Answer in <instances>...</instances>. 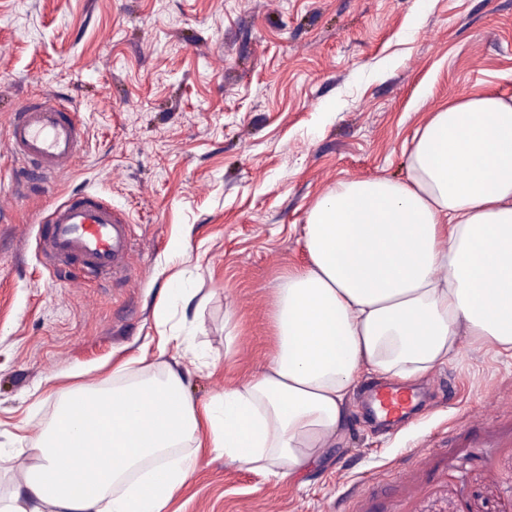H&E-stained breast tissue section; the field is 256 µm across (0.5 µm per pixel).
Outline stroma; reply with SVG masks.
<instances>
[{
    "label": "stroma",
    "mask_w": 512,
    "mask_h": 512,
    "mask_svg": "<svg viewBox=\"0 0 512 512\" xmlns=\"http://www.w3.org/2000/svg\"><path fill=\"white\" fill-rule=\"evenodd\" d=\"M468 90L512 98V0H0V494L56 412L51 376L111 385L157 346L175 273L199 296L169 314L188 395L259 369L312 205L341 179H407L416 130ZM33 94L86 129L65 170L23 169L5 140ZM78 192L129 224V277L75 287L47 265L34 221ZM411 386L415 418L384 428L352 393L310 473L218 457L175 512H512V361L464 337Z\"/></svg>",
    "instance_id": "35a3bbf8"
}]
</instances>
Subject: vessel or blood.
<instances>
[{
  "mask_svg": "<svg viewBox=\"0 0 512 512\" xmlns=\"http://www.w3.org/2000/svg\"><path fill=\"white\" fill-rule=\"evenodd\" d=\"M14 156L31 168L51 172L71 166L85 131L73 107L55 99L23 100L6 130ZM42 243L56 269L77 268L82 278L125 276L132 268L130 227L111 206L87 196L53 205L39 227ZM413 392L387 386L370 390L369 402L381 422L393 425L414 407Z\"/></svg>",
  "mask_w": 512,
  "mask_h": 512,
  "instance_id": "vessel-or-blood-1",
  "label": "vessel or blood"
}]
</instances>
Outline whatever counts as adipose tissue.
<instances>
[{"mask_svg": "<svg viewBox=\"0 0 512 512\" xmlns=\"http://www.w3.org/2000/svg\"><path fill=\"white\" fill-rule=\"evenodd\" d=\"M410 169L338 181L311 207L265 366L203 403L180 362L138 371L143 353L109 387L59 388L0 512H167L212 455L294 479L339 438L362 370L424 377L463 336L512 359V101L465 92L439 107Z\"/></svg>", "mask_w": 512, "mask_h": 512, "instance_id": "ef3b65f1", "label": "adipose tissue"}]
</instances>
